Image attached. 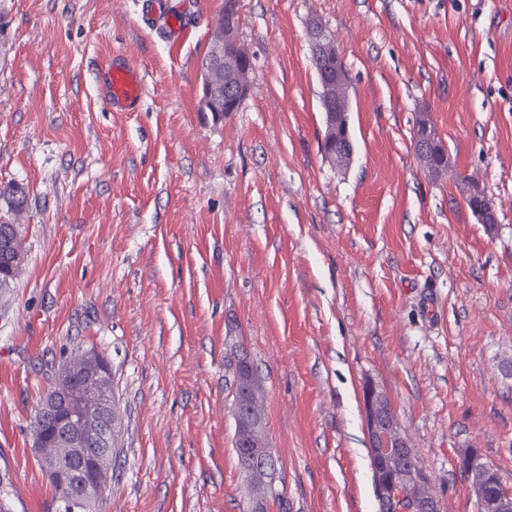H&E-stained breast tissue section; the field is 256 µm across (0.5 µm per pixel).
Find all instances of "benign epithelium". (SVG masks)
Masks as SVG:
<instances>
[{"mask_svg":"<svg viewBox=\"0 0 512 512\" xmlns=\"http://www.w3.org/2000/svg\"><path fill=\"white\" fill-rule=\"evenodd\" d=\"M308 38L314 59L328 65L322 73L321 102L329 127L334 128L340 125L338 117L349 112L347 82L338 68L340 58L331 36L313 23L308 28ZM251 63V56L239 44H234L231 52L224 41L214 44L200 64L202 107L213 109L219 102V92L211 79L213 71L248 67ZM10 247L4 230L0 232V282L14 274ZM91 358L92 353L84 352L62 366L56 378L57 394L43 399L39 407L40 419L49 429L33 434V447L58 492L69 497L74 485L82 488L83 512H95V504L107 487L112 463V372L109 363L100 360L92 364ZM239 361L235 415L237 441L244 450L243 468L249 473L270 475L275 463L266 445L263 420L252 404V372L246 358L241 356ZM364 407L376 498L378 506L387 512L406 489L430 486L433 479L426 467L410 464L414 453L391 403L372 384L365 388ZM456 466L466 476L477 512H512V490L504 487L497 472L477 450L460 452ZM408 501L409 512H443L434 493L414 494Z\"/></svg>","mask_w":512,"mask_h":512,"instance_id":"1","label":"benign epithelium"}]
</instances>
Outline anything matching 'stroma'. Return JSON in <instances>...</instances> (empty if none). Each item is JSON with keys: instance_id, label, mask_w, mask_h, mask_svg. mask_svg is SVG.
<instances>
[{"instance_id": "35a3bbf8", "label": "stroma", "mask_w": 512, "mask_h": 512, "mask_svg": "<svg viewBox=\"0 0 512 512\" xmlns=\"http://www.w3.org/2000/svg\"><path fill=\"white\" fill-rule=\"evenodd\" d=\"M223 5L0 0V186L28 193L0 292V504L64 512L32 422L83 349L112 368L98 512H245L243 352L276 460L267 512H377L369 383L444 512H475L461 451L512 488V0H236L250 89L216 122L198 67ZM314 19L348 76L345 169L320 149ZM115 55L144 76L139 111L102 104ZM422 119L448 153L437 177ZM470 178L496 224L469 209Z\"/></svg>"}]
</instances>
